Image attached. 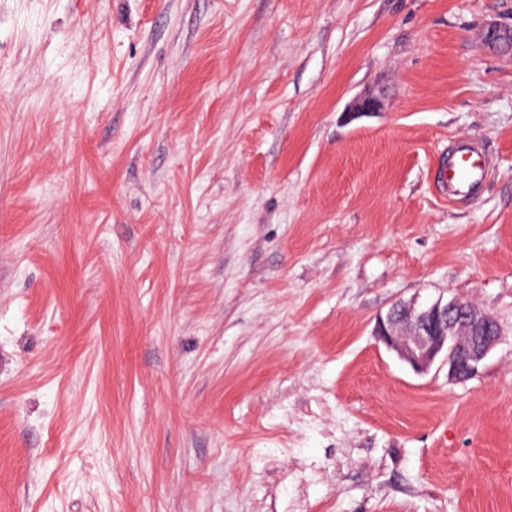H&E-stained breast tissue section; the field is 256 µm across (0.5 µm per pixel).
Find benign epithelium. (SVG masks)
Segmentation results:
<instances>
[{
  "instance_id": "1",
  "label": "benign epithelium",
  "mask_w": 512,
  "mask_h": 512,
  "mask_svg": "<svg viewBox=\"0 0 512 512\" xmlns=\"http://www.w3.org/2000/svg\"><path fill=\"white\" fill-rule=\"evenodd\" d=\"M483 46L512 49V29L490 25ZM381 97L367 94L354 106L356 112H379ZM375 335L396 352L415 372H426L436 361L448 365V378L466 380L497 346L500 326L496 319L474 303L453 299L437 300L425 307L395 306L380 316Z\"/></svg>"
}]
</instances>
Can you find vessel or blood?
<instances>
[{"instance_id": "vessel-or-blood-1", "label": "vessel or blood", "mask_w": 512, "mask_h": 512, "mask_svg": "<svg viewBox=\"0 0 512 512\" xmlns=\"http://www.w3.org/2000/svg\"><path fill=\"white\" fill-rule=\"evenodd\" d=\"M491 169V159L483 143L475 137L455 140L439 170V183L448 200L461 203L474 200Z\"/></svg>"}]
</instances>
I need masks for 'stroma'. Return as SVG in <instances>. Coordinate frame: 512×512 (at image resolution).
Instances as JSON below:
<instances>
[{"label":"stroma","mask_w":512,"mask_h":512,"mask_svg":"<svg viewBox=\"0 0 512 512\" xmlns=\"http://www.w3.org/2000/svg\"><path fill=\"white\" fill-rule=\"evenodd\" d=\"M491 24L512 0H0V512H512ZM439 299L501 328L470 379L373 333ZM491 169V159L476 137H463L448 147L438 182L447 190L449 203L474 200Z\"/></svg>","instance_id":"stroma-1"}]
</instances>
